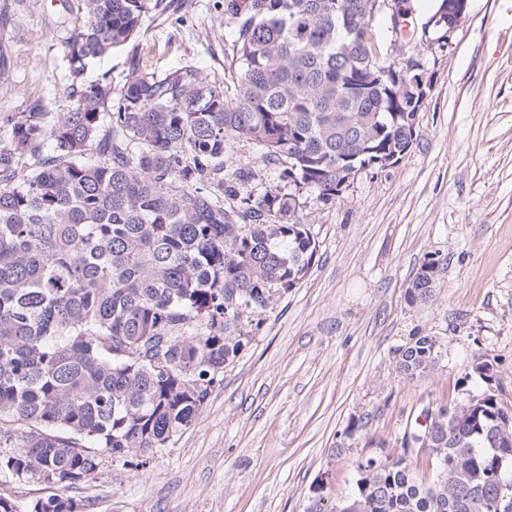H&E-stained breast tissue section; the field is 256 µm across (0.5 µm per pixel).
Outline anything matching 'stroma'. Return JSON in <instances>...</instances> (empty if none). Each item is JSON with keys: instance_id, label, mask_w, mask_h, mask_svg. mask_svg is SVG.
<instances>
[{"instance_id": "1", "label": "stroma", "mask_w": 512, "mask_h": 512, "mask_svg": "<svg viewBox=\"0 0 512 512\" xmlns=\"http://www.w3.org/2000/svg\"><path fill=\"white\" fill-rule=\"evenodd\" d=\"M67 30L50 0H28L0 27V113L42 98L65 111ZM224 0H193L182 18L147 20L136 47L89 65L121 87L134 48L155 71L191 63L224 78ZM432 88L416 140L395 167L366 169L335 202L303 209L319 243L297 288L266 316L250 348L224 371L192 426L133 468L101 453L70 496L90 512H306L349 494L357 459L399 448L406 422L479 386L476 355L498 362L512 402V0H467L443 47L426 49ZM442 270L428 302L406 289L428 258ZM447 353L413 380L397 369L416 333Z\"/></svg>"}]
</instances>
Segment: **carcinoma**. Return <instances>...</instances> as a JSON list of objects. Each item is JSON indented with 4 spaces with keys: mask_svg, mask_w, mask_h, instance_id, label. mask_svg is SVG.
<instances>
[{
    "mask_svg": "<svg viewBox=\"0 0 512 512\" xmlns=\"http://www.w3.org/2000/svg\"><path fill=\"white\" fill-rule=\"evenodd\" d=\"M365 0H224V81L192 64L161 74L131 56L118 90L88 63L191 0H58L71 29L65 112L36 100L0 116V471L73 488L98 450L145 466L187 429L274 304L306 277L318 242L307 194L340 197L342 167L405 158L418 105L368 57ZM249 146L273 167L233 160ZM425 261L406 291L430 299ZM437 337L415 335L397 369L422 377ZM503 400L440 406L427 448L356 462L333 512H504ZM57 493L25 512H87Z\"/></svg>",
    "mask_w": 512,
    "mask_h": 512,
    "instance_id": "1",
    "label": "carcinoma"
}]
</instances>
